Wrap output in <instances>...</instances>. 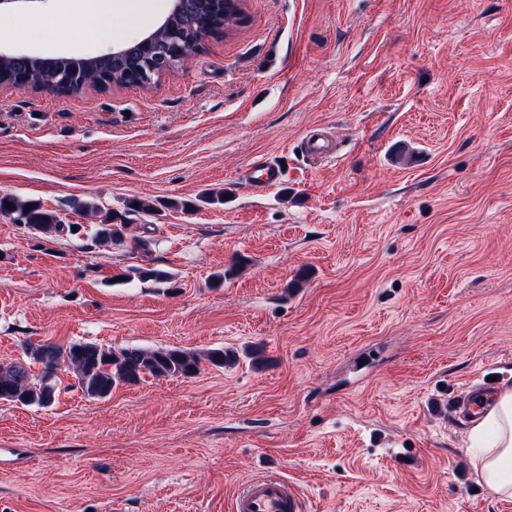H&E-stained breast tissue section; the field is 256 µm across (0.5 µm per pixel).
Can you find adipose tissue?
<instances>
[{"label":"adipose tissue","instance_id":"adipose-tissue-1","mask_svg":"<svg viewBox=\"0 0 512 512\" xmlns=\"http://www.w3.org/2000/svg\"><path fill=\"white\" fill-rule=\"evenodd\" d=\"M79 9L99 17L89 38L108 42L122 34L139 0H75ZM475 441L473 465L488 491L497 497H512V386L493 395L489 407L472 430Z\"/></svg>","mask_w":512,"mask_h":512}]
</instances>
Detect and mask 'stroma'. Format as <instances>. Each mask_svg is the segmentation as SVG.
Wrapping results in <instances>:
<instances>
[{"label": "stroma", "mask_w": 512, "mask_h": 512, "mask_svg": "<svg viewBox=\"0 0 512 512\" xmlns=\"http://www.w3.org/2000/svg\"><path fill=\"white\" fill-rule=\"evenodd\" d=\"M63 3L0 13V51L95 56L170 7L108 45L78 10L45 29ZM244 11L148 87L0 85V195L79 227L0 213V363L48 342L240 353L103 399L0 401V512H230L263 474L302 512H512L448 417L483 379L512 385V0ZM314 127L334 158L300 154ZM264 161L282 182L240 181ZM110 217L123 241L94 246ZM6 203H9V208H6ZM28 204H31V208L24 212ZM2 211L15 214L16 218L22 219L24 226L45 237H54L66 230L71 234L72 224H61L52 211L43 209L37 202L19 203L12 196L4 195L0 197V212Z\"/></svg>", "instance_id": "obj_1"}]
</instances>
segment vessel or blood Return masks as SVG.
Wrapping results in <instances>:
<instances>
[{
    "label": "vessel or blood",
    "mask_w": 512,
    "mask_h": 512,
    "mask_svg": "<svg viewBox=\"0 0 512 512\" xmlns=\"http://www.w3.org/2000/svg\"><path fill=\"white\" fill-rule=\"evenodd\" d=\"M305 152L316 159L327 160L336 154V143L323 130L307 131L303 138ZM243 178L246 182L273 186L281 182L279 166L264 164L248 168ZM494 391L493 384L468 391L456 404L457 411L466 415L483 413V399ZM231 512H300V494L288 480L267 475L246 482L236 494Z\"/></svg>",
    "instance_id": "b4317fda"
}]
</instances>
